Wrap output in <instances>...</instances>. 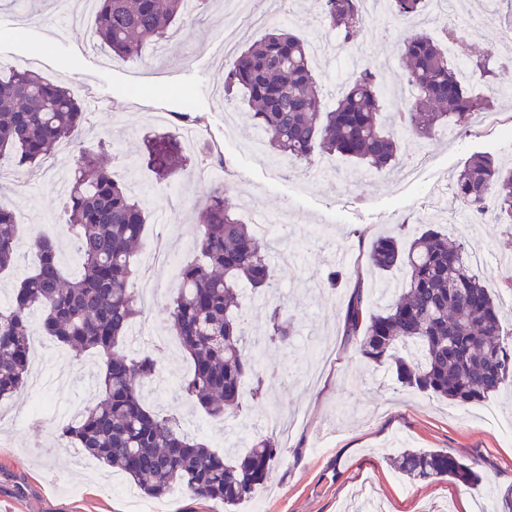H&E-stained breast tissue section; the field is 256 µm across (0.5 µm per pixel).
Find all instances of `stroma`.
Segmentation results:
<instances>
[{"instance_id": "35a3bbf8", "label": "stroma", "mask_w": 512, "mask_h": 512, "mask_svg": "<svg viewBox=\"0 0 512 512\" xmlns=\"http://www.w3.org/2000/svg\"><path fill=\"white\" fill-rule=\"evenodd\" d=\"M456 20L480 25V38L467 40L465 59L485 52L494 56V91L490 110L476 113L464 134L429 139L404 138L401 162L387 175L354 166L340 156L314 158L296 173L283 159L257 154L255 131L245 104L224 100L225 65L216 58L221 42L220 6L211 0L194 20L173 29L169 41L153 50L148 64L110 59L103 49L88 50L89 28L62 25L48 0H29L25 12L0 11V63L37 71L72 88L83 105H94L82 132L84 145L104 144L101 159L116 180L149 210L144 244L177 251L181 261L195 258L198 212L217 185L232 193L239 217L248 224L274 222L265 241L273 245L279 292L299 330L284 348L268 336V304L243 301L250 331L263 344L262 393L246 398L239 411L218 423L179 388L191 363L175 336L161 358L158 377L143 392L146 405L175 415L184 433L224 449L225 432H234V451L273 436L271 411L299 414L290 439L281 440V458L270 480L238 512H369L354 492L373 485L379 512H478L490 500L495 512L512 488V392L459 406L400 384L390 365L360 358L355 339L344 332V313L353 289L343 282L325 288V271L345 253L347 270H358L369 309L382 311L393 299L398 273L373 268L367 260L371 242L383 235L411 237L417 226L437 219L450 239L482 254L476 268L504 307L502 325L512 332V234L489 221L456 223L459 206L447 202L437 211L438 188H452L454 175L477 153L512 167V140L502 123L512 117V51L501 50L508 8L505 0H452ZM262 25L244 30V48L273 29L302 38L332 39L317 0H267ZM408 25L390 12L366 18L349 53L323 57L316 64L330 98L363 68L379 75L380 101L386 112L395 103L391 87L400 77V43ZM119 89L127 98L116 97ZM191 98L204 118L203 136L186 147L194 155L202 143L221 147L222 181L201 179L195 165L161 179L141 160L147 137L165 133L168 114L181 111ZM72 152L50 155L32 177L0 182V203L10 206L17 224L18 261L0 274V308L29 274L36 257L31 239L50 236L67 276H77L79 259L64 225ZM152 284L151 303L129 331L125 351H147L150 326L165 327L167 307L177 292L164 269L153 279L137 275L135 289ZM38 346L23 391L0 401V512H128L123 490L133 484L82 449L57 436L59 421L74 418L98 396L97 356L72 357L33 328ZM445 451L475 464L483 477L477 488L453 480L412 481L391 461L408 449Z\"/></svg>"}]
</instances>
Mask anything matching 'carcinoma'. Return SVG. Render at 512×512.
Segmentation results:
<instances>
[{"mask_svg": "<svg viewBox=\"0 0 512 512\" xmlns=\"http://www.w3.org/2000/svg\"><path fill=\"white\" fill-rule=\"evenodd\" d=\"M426 0H389L395 18L408 21ZM322 22L348 49L363 22L360 0H319ZM192 15L186 0H97L90 38L111 57L148 62L145 49L167 40L169 30ZM401 78L411 98L387 119L377 94L376 73L365 68L328 104L311 65L306 41L284 29L266 33L237 53L224 73V93H238L250 108L264 149L295 166L316 155L336 154L382 172L398 162L406 136L428 138L442 129L463 133L487 100L448 65L444 43L409 32L401 43ZM86 119L70 89L40 74L0 64V156L11 154L30 173L59 143L71 142ZM144 160L162 178L189 158L176 137L155 135ZM458 204L481 211L492 199V220L512 228V169L492 156L474 155L456 174ZM68 226L82 274L65 277L55 243L37 236L38 265L14 288L0 309V400L20 392L31 364V315L41 314L42 332L78 354L92 352L101 364L102 400L80 419L63 424L59 438L105 466L126 474L151 498L179 484L191 497L224 503L226 512L250 499L270 476L280 448L273 438L257 441L242 456L219 454L180 431L176 420L148 408L142 386L156 377L153 353L131 358L123 347L140 314L130 283L137 273L146 212L142 202L101 165L98 154L80 147L68 191ZM199 258L181 266L180 286L168 311V329L192 364L180 390L215 421L241 407L248 378L261 391L259 361L239 312L241 288L264 298L275 269L252 225L234 210L220 188L200 214ZM383 272L404 273L395 300L368 311L364 288L353 289L344 314L346 335L358 338L365 360L394 365L397 380L422 393L460 404L483 402L512 389V342L503 331L492 288L470 262L468 248L425 225L409 243L395 236L374 240L367 254ZM17 261L14 212L0 205V272ZM278 343L288 345L292 318L279 306L270 314ZM399 469L410 480L451 478L475 486L480 475L446 452L405 451Z\"/></svg>", "mask_w": 512, "mask_h": 512, "instance_id": "obj_1", "label": "carcinoma"}]
</instances>
